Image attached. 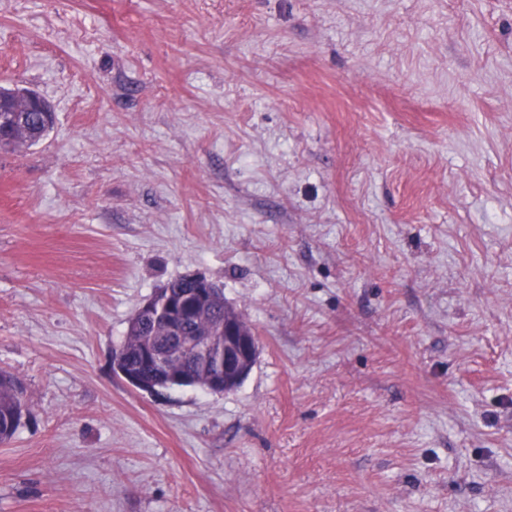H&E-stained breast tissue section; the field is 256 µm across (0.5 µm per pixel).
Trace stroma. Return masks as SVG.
Returning a JSON list of instances; mask_svg holds the SVG:
<instances>
[{"instance_id": "35a3bbf8", "label": "stroma", "mask_w": 512, "mask_h": 512, "mask_svg": "<svg viewBox=\"0 0 512 512\" xmlns=\"http://www.w3.org/2000/svg\"><path fill=\"white\" fill-rule=\"evenodd\" d=\"M0 512H512V0H0ZM196 273L235 391L112 366ZM10 101L3 97V93L1 95L0 90V146H30L38 143L52 127L54 113L46 101L35 93L27 95L25 107L10 109ZM23 389L8 371L0 370V443L8 442L15 434L22 414Z\"/></svg>"}]
</instances>
